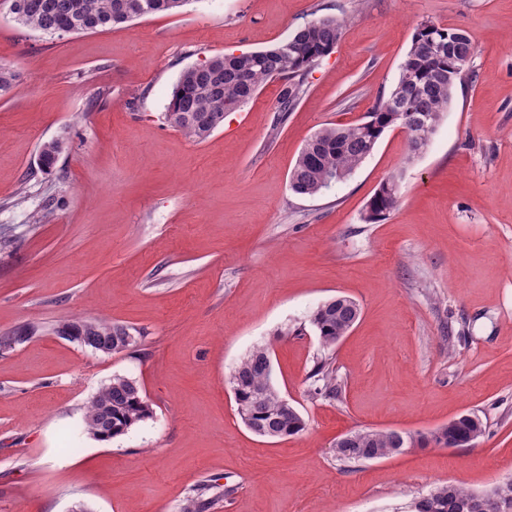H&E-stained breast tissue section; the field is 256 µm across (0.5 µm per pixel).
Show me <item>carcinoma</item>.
I'll list each match as a JSON object with an SVG mask.
<instances>
[{
    "mask_svg": "<svg viewBox=\"0 0 512 512\" xmlns=\"http://www.w3.org/2000/svg\"><path fill=\"white\" fill-rule=\"evenodd\" d=\"M10 9L23 25L45 34L62 27L69 33H91L128 23L155 13H173L186 0H8ZM341 20L323 16L296 29L281 44L240 55H216L209 69L185 67L174 87L165 112L170 126L202 141L224 123V113L248 103L266 81L282 80L278 111L289 112L304 92L311 67L329 55L341 40ZM454 52H448V44ZM475 43L469 32L447 28L431 20L417 24L411 45L400 63V74L391 94L378 95L367 120L346 126H328L316 131L302 147L291 170V190L314 196L333 184L346 181L371 154L376 143L391 127L403 122L395 110L410 115L409 137L415 138L411 154H419L429 143L452 101L457 84L472 76L469 63ZM62 151L58 140L42 145L38 161L47 170ZM399 177L392 175L367 203L363 221L385 220L398 203ZM360 317L359 305L338 296L320 303L310 316L321 344L335 346ZM55 332H87L112 337V352L119 353L138 344L131 327L101 317L72 319L59 323ZM313 395L334 399L336 377L327 363L319 362L312 374ZM230 385L235 403L250 413V425L261 434L277 438L295 436L306 428V420L294 407L282 405L274 383V369L268 347L259 345L247 353L235 368ZM151 415V408L137 382L116 376L103 385L86 406L84 429L93 437L120 436ZM486 432L483 420L474 414L455 418L451 433L460 438L479 439ZM348 440L336 453L345 464L384 459L400 454L391 429H370L347 433ZM210 487L190 490L182 512H202L212 501L204 499ZM491 495L502 508L512 512V479L493 483L481 492L443 483L414 502V512H483L480 499Z\"/></svg>",
    "mask_w": 512,
    "mask_h": 512,
    "instance_id": "obj_1",
    "label": "carcinoma"
}]
</instances>
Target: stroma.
<instances>
[{
	"mask_svg": "<svg viewBox=\"0 0 512 512\" xmlns=\"http://www.w3.org/2000/svg\"><path fill=\"white\" fill-rule=\"evenodd\" d=\"M325 15L345 20L285 120L267 82L198 142L166 106L183 68L262 50ZM471 33L428 146L388 129L341 184L292 192L318 129L364 120L399 76L415 27ZM0 512H409L438 483L481 491L512 478V0H188L96 33L53 36L0 7ZM63 151L39 170L42 143ZM401 195L362 220L389 175ZM347 296L361 315L324 348L307 322ZM104 316L136 348L102 354L58 336ZM306 429L284 440L243 424L229 385L254 346ZM339 395L311 393L320 361ZM116 376L152 408L125 435L84 430L87 402ZM475 413L473 446L414 448L344 466L334 445L364 428L426 433Z\"/></svg>",
	"mask_w": 512,
	"mask_h": 512,
	"instance_id": "obj_1",
	"label": "stroma"
}]
</instances>
